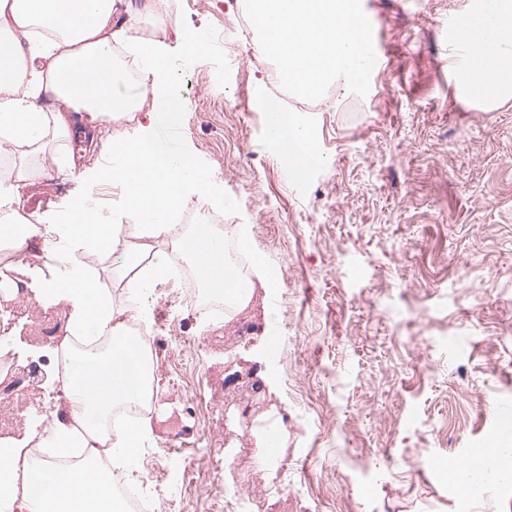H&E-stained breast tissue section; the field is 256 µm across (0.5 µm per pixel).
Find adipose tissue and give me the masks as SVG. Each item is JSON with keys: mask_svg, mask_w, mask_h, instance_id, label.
<instances>
[{"mask_svg": "<svg viewBox=\"0 0 512 512\" xmlns=\"http://www.w3.org/2000/svg\"><path fill=\"white\" fill-rule=\"evenodd\" d=\"M470 52L481 59L478 76L459 86L465 100L492 110L512 100V0H480L462 20ZM127 20L117 18L113 0H0V139L12 146H41L51 135L66 136L74 113L85 112L107 125L126 116L129 97L117 89L119 69L115 44L128 38ZM143 63L140 93L154 108L126 142L113 148L112 163L95 168L96 179L120 184L124 204L137 221L104 223L101 213L77 198L53 223L28 215L0 223V238L13 249L46 252L48 244L64 252L55 265L26 264L27 288L43 308H63L66 333L78 339L108 337L109 355H77L67 366L64 387L72 407L57 414L45 442L52 453L84 448L95 437L114 404L152 392V365L139 344L122 330V312L112 294L93 274L89 257L104 253L121 238H134L117 275L126 288L138 291V313L150 317L153 291L166 284L167 258L151 252L150 241L165 238L192 262L204 286L235 310L253 297V280L237 274L226 258L224 235L204 228L188 233L174 225L193 193L209 184L208 174L190 156L165 147L162 126L181 120L168 66V46L156 41L136 49ZM51 97L43 110L40 100ZM274 121L270 138L280 156L299 171L317 162L315 134L299 116ZM29 435L0 438V490L24 481L23 512H123L121 503L104 491L106 477L98 465L78 473L52 465L22 476L18 464Z\"/></svg>", "mask_w": 512, "mask_h": 512, "instance_id": "obj_1", "label": "adipose tissue"}]
</instances>
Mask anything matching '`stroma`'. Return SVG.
<instances>
[{
    "instance_id": "1",
    "label": "stroma",
    "mask_w": 512,
    "mask_h": 512,
    "mask_svg": "<svg viewBox=\"0 0 512 512\" xmlns=\"http://www.w3.org/2000/svg\"><path fill=\"white\" fill-rule=\"evenodd\" d=\"M474 0H362L384 63L360 97L346 92L300 115L321 163L306 182L281 165L264 99L272 63L241 46L245 0H169L170 73L183 109L176 148L210 176L204 197L230 227L246 225L255 256L281 266V299L256 289L224 323L223 349L161 352L154 436L209 397L252 398L256 411L288 410V492L271 497L262 477L224 463V485L253 512H334L316 492L339 489L352 512H457L439 463L462 460L512 408V101L483 111L458 95L448 69V18ZM208 41L190 58L181 35ZM128 122L98 127L75 116L68 137L10 151L24 212L52 221L78 196L99 191L108 223L129 216L112 185L86 174L112 156L91 143L128 136ZM77 178L47 176L52 158ZM178 281L157 291L153 319L174 335H212L179 299ZM252 325L237 339L239 323ZM288 339L291 372L273 359ZM269 376L271 387L261 386ZM46 400L13 394L0 427L44 436Z\"/></svg>"
}]
</instances>
